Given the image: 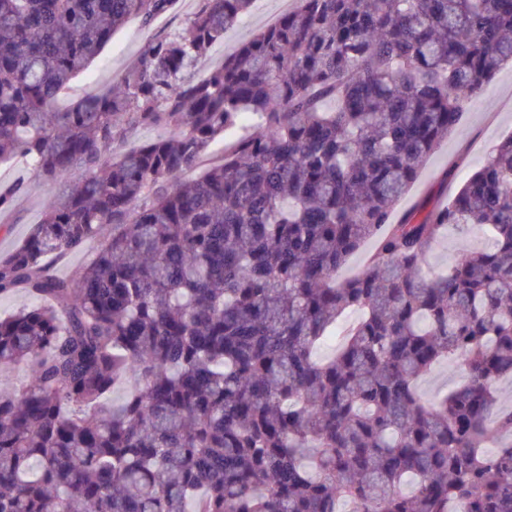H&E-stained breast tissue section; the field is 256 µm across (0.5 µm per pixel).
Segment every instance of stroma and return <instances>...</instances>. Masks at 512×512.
Wrapping results in <instances>:
<instances>
[{
	"instance_id": "35a3bbf8",
	"label": "stroma",
	"mask_w": 512,
	"mask_h": 512,
	"mask_svg": "<svg viewBox=\"0 0 512 512\" xmlns=\"http://www.w3.org/2000/svg\"><path fill=\"white\" fill-rule=\"evenodd\" d=\"M296 0H254L241 23L227 32L224 41L215 46L210 61L220 63L255 32L269 26L284 8L295 7ZM199 0H179L169 15L145 26L131 20L116 31L100 57L89 69L58 96L54 107L65 111L75 99L117 81L138 60L144 44L160 35L181 31L198 9ZM462 125L444 140L424 162L409 191L397 203L394 219L422 203L442 205L480 168L488 154L500 141L512 135V65L504 66L488 81L482 91L469 99ZM54 193L52 185L27 180L24 193L13 209L0 216V252L10 251L24 239L32 224L43 216V207ZM484 234L448 230L431 248L426 268L431 272L445 270L460 254L485 247Z\"/></svg>"
}]
</instances>
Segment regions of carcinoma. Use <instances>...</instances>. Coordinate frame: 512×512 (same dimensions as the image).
Here are the masks:
<instances>
[{"label": "carcinoma", "instance_id": "carcinoma-1", "mask_svg": "<svg viewBox=\"0 0 512 512\" xmlns=\"http://www.w3.org/2000/svg\"><path fill=\"white\" fill-rule=\"evenodd\" d=\"M176 2L0 0V161L58 187L0 254V297L36 299L0 318V369L28 365L0 391V512H512V442L486 448L512 434L493 392L512 376V135L391 223L512 63V0H297L194 80L254 2L200 0L53 111L118 29ZM135 125L168 134L115 152ZM25 188L0 185V215ZM474 225L486 247L424 274L444 229ZM446 357L460 380L426 403L415 382Z\"/></svg>", "mask_w": 512, "mask_h": 512}]
</instances>
